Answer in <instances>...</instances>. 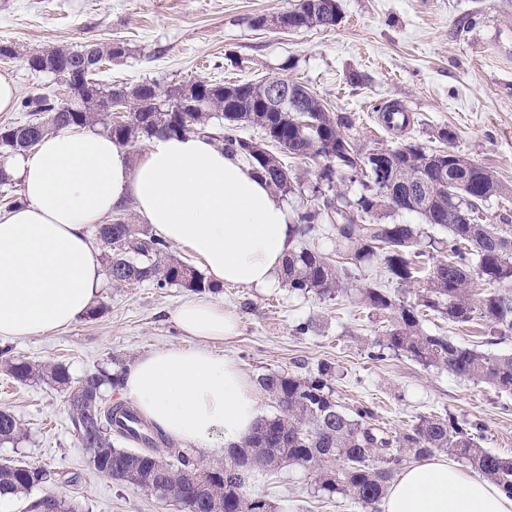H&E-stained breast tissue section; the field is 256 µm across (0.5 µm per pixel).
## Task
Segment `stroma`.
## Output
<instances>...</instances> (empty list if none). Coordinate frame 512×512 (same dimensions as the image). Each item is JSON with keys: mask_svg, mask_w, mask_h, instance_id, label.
Wrapping results in <instances>:
<instances>
[{"mask_svg": "<svg viewBox=\"0 0 512 512\" xmlns=\"http://www.w3.org/2000/svg\"><path fill=\"white\" fill-rule=\"evenodd\" d=\"M298 2L0 0V41L24 52L123 44L125 55L98 73L103 83L166 87L204 77L221 83L283 78L307 86L333 117H348V133L361 149L405 140L443 147L488 167L512 188V0H338L341 21L330 29L288 32L250 24L254 16L285 12ZM352 72L363 74L361 84L349 83ZM393 102L413 117L405 132H389L381 122L379 107ZM444 129L453 132L452 140H439ZM383 282V269L374 264L355 271L333 299L283 286L263 291L227 284L206 295L238 315L239 336L220 350L250 378L274 370L305 375L329 363L338 401L351 409L367 406L381 427L399 433L420 417L449 415L478 425L483 448L512 457V392L423 366L401 352L372 358L382 320L359 306L356 290ZM188 295L150 281L124 288L107 283L96 317L24 340H0V352L63 364L75 380L122 371L150 348L182 343L172 314ZM306 321L310 331L296 334L295 325ZM423 328L495 356L512 354V335L490 341L475 323L435 317ZM0 410L13 413L24 430L20 440L0 443V459L32 463L53 476L1 499L5 512H31L32 502L46 495L72 501L78 512H179L89 465L67 394L50 380L19 383L0 365ZM246 490L268 499L275 512H360L318 492L312 473L297 465L253 473Z\"/></svg>", "mask_w": 512, "mask_h": 512, "instance_id": "35a3bbf8", "label": "stroma"}]
</instances>
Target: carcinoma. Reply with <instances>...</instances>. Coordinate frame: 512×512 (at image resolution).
<instances>
[{
	"instance_id": "obj_1",
	"label": "carcinoma",
	"mask_w": 512,
	"mask_h": 512,
	"mask_svg": "<svg viewBox=\"0 0 512 512\" xmlns=\"http://www.w3.org/2000/svg\"><path fill=\"white\" fill-rule=\"evenodd\" d=\"M339 19L337 0H300L288 12L286 29L331 27ZM91 54L106 61L122 52L112 43H94L22 53L14 44L0 42V56L19 58L34 72L70 85L87 84L94 90L65 102L40 95L23 99L21 110L30 113L31 119L21 125L0 126V155L30 150L44 136L73 126L99 127L121 146L149 141L161 133L207 134L224 151L244 157L282 195L295 193L298 184L282 157L320 159L323 165L312 187L314 195L322 196L336 182L346 180L360 183L363 192L354 198L338 192L326 198L321 208L297 212L298 234L312 237L328 225L336 236L338 255L332 259L307 248L291 251L283 269L285 286L334 299L354 271L377 259L387 281L415 284L417 291L416 301L407 304L381 286L358 289L365 308L390 318L373 358H383L386 349L401 351L452 376L512 391L511 355L492 356L447 336L428 334L422 327L423 316L431 312L456 324L476 319L486 336L512 334V229L483 215L484 203L509 192L493 171L457 152L403 141L381 148L391 175V185H381L356 165L365 152L345 132L347 118L331 117L322 100L302 84L280 78L241 84L197 79L169 88L143 82L129 89L98 82L86 67ZM278 84L290 89L286 103L266 97V88ZM109 101L127 110L130 121L111 119L104 111ZM381 110L390 130L402 133L410 124V116L397 103ZM303 113L309 120L306 125L300 124ZM244 126L259 127L264 142L242 137L239 129ZM391 191L414 197L407 212L417 214L421 223L395 219L403 212L390 210ZM461 213L468 214L471 223H461ZM387 216L392 221H383ZM424 224L448 236L428 235ZM97 236L109 248L106 270L116 287L152 281L158 288L178 286L195 292L212 288L195 268L171 259L165 241L137 224L126 223L123 217L99 225ZM5 367L20 383L46 377L67 391L74 430L97 471L107 470L123 483L130 480L127 467L132 463L143 473L156 469L154 439L143 438L139 432V426L146 423L141 413L123 403L103 408L105 386L121 385V374L99 371L74 385L62 364L36 367L19 360ZM258 385L277 403L280 413L260 419L248 437L233 445L228 459L202 472L204 491L186 478L195 471L188 451L168 449L169 463L157 481L176 491L181 512H211L214 500L222 503L223 512H272L266 499L248 495L246 486L226 479V473L252 465L273 471L285 463L311 470L318 491L350 500L362 512H379L390 480L407 458L437 453L465 459L474 472L512 495V458L481 447L472 429L451 417H423L410 430L394 435L371 423L367 407L350 409L340 404L327 364L304 376L268 372L258 378ZM114 434L139 440L149 449L119 448L113 443ZM21 435L19 420L0 410V443ZM47 478L40 466L0 460L1 496L23 494ZM32 512H75V506L48 495L32 504Z\"/></svg>"
}]
</instances>
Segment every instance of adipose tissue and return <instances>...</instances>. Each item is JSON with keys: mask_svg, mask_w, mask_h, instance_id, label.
I'll return each mask as SVG.
<instances>
[{"mask_svg": "<svg viewBox=\"0 0 512 512\" xmlns=\"http://www.w3.org/2000/svg\"><path fill=\"white\" fill-rule=\"evenodd\" d=\"M0 169L23 204L0 213V340L71 325L95 304L103 262L91 230L126 202L161 239L189 248L209 278L246 288L281 285L296 230L281 196L240 157L200 134L158 136L131 155L105 134L71 127L13 155ZM187 342L139 355L123 394L163 434L208 450L241 441L261 414L252 380L216 346L239 319L210 298L172 315ZM382 512H512L494 483L435 457L403 469Z\"/></svg>", "mask_w": 512, "mask_h": 512, "instance_id": "1", "label": "adipose tissue"}]
</instances>
